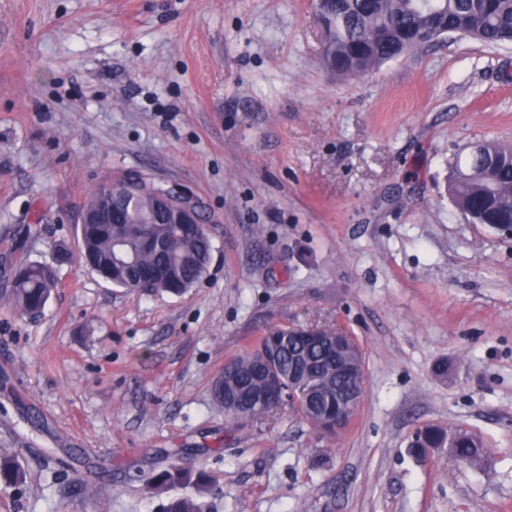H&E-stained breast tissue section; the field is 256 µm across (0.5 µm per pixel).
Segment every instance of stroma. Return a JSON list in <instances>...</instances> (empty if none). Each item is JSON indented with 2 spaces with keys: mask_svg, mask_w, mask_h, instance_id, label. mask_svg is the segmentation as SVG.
<instances>
[{
  "mask_svg": "<svg viewBox=\"0 0 512 512\" xmlns=\"http://www.w3.org/2000/svg\"><path fill=\"white\" fill-rule=\"evenodd\" d=\"M322 41L312 0H0V293L119 174L193 196L214 245L177 297L73 260L42 313L0 308V454L26 475L0 512H156L170 462L216 512H512V236L448 197L449 158L512 143V45L450 36L346 81ZM324 321L363 351L352 426L227 422L225 360ZM428 425L482 465L416 459ZM415 446H411L412 453L419 459L427 455L428 448H442L449 443L453 456L469 466L481 463L485 451L482 443L464 431H456L449 434L442 428L426 426L417 431ZM414 436L413 442L416 440Z\"/></svg>",
  "mask_w": 512,
  "mask_h": 512,
  "instance_id": "stroma-1",
  "label": "stroma"
}]
</instances>
